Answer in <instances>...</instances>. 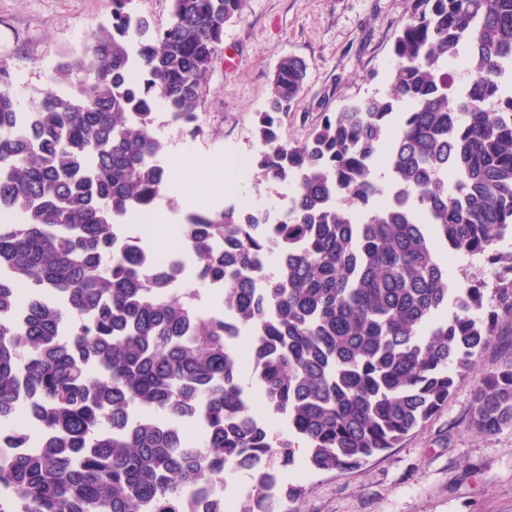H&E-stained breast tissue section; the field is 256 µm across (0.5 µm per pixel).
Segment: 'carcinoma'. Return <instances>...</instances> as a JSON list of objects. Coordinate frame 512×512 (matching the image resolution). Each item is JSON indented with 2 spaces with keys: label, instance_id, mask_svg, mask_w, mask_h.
<instances>
[{
  "label": "carcinoma",
  "instance_id": "1",
  "mask_svg": "<svg viewBox=\"0 0 512 512\" xmlns=\"http://www.w3.org/2000/svg\"><path fill=\"white\" fill-rule=\"evenodd\" d=\"M130 2L112 0L66 64L82 73L72 94L23 111L0 77V448L14 449L0 512H224L229 473L249 477L240 512H272L254 463L283 474L301 449L313 472L352 471L512 337V253L498 249L512 233V0H409L390 91L295 144L280 129L308 64L279 59L249 175L258 197L293 186L291 210L270 225L253 208L187 214V258L224 290L210 310L172 287L176 269L150 267L124 220L168 184L156 109L200 132L202 86L247 0H170L163 27ZM441 245L492 256L494 286L454 288ZM247 361L288 435L246 399ZM470 420L512 426V360L481 374ZM193 421L198 443L182 432Z\"/></svg>",
  "mask_w": 512,
  "mask_h": 512
}]
</instances>
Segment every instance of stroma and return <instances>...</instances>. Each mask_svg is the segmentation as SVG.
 I'll return each instance as SVG.
<instances>
[{
    "label": "stroma",
    "instance_id": "stroma-1",
    "mask_svg": "<svg viewBox=\"0 0 512 512\" xmlns=\"http://www.w3.org/2000/svg\"><path fill=\"white\" fill-rule=\"evenodd\" d=\"M409 0H248L224 29L190 135L165 109L155 135L186 160L255 157L257 114L271 94L276 64L295 55L308 65L306 84L285 118L284 141L305 140L323 113L389 89L393 46ZM112 0H0V77L21 106L44 91L72 90L66 70L88 36L108 22ZM474 380L455 384L448 401L399 447L343 474L307 471L297 460L304 496L276 512H512V427L493 435L470 423Z\"/></svg>",
    "mask_w": 512,
    "mask_h": 512
}]
</instances>
